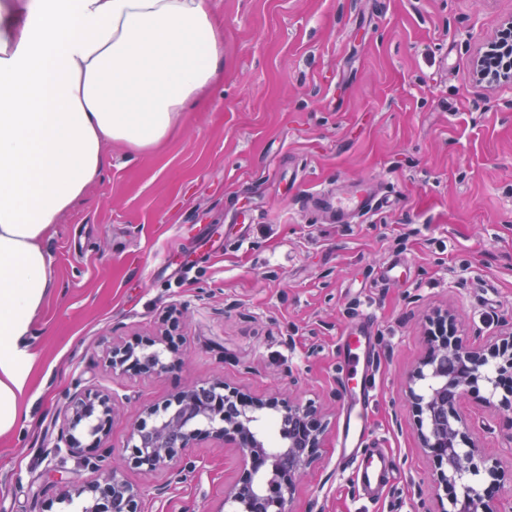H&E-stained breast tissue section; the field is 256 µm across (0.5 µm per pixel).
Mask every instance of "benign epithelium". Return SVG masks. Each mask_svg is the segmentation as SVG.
I'll return each instance as SVG.
<instances>
[{
    "mask_svg": "<svg viewBox=\"0 0 512 512\" xmlns=\"http://www.w3.org/2000/svg\"><path fill=\"white\" fill-rule=\"evenodd\" d=\"M434 340L414 369L410 382L426 381L424 392L410 391L421 432L422 448L433 462L452 512H490L504 479L497 464L483 460L489 486L480 494L457 492L468 473H477L474 450L466 442L458 407L466 394L484 381L497 389L504 377L512 379V330L489 347H465L456 338L455 319L448 313L433 320ZM157 341L114 347L112 369L122 372L161 373L168 368ZM499 359L496 376L483 373L487 355ZM275 410L288 418L290 431L277 447L267 446L256 427L258 413ZM114 409L105 394L89 389L70 397L56 443L49 454L57 460L62 499L78 500L82 512H144L141 494L125 478V469L152 472L177 464L180 453L195 441L220 437L240 450L243 466L237 480L224 488V502L238 512H254L257 498L267 500L266 512H288L292 492L305 470L318 458L323 424L311 404L280 395L266 399L228 391L224 383L193 385L162 408L154 409L130 429L128 445L118 463L86 452L98 448L112 426ZM96 473L92 481L74 486L63 480L67 459Z\"/></svg>",
    "mask_w": 512,
    "mask_h": 512,
    "instance_id": "7a95c632",
    "label": "benign epithelium"
}]
</instances>
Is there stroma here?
Listing matches in <instances>:
<instances>
[{"label": "stroma", "mask_w": 512, "mask_h": 512, "mask_svg": "<svg viewBox=\"0 0 512 512\" xmlns=\"http://www.w3.org/2000/svg\"><path fill=\"white\" fill-rule=\"evenodd\" d=\"M224 79L155 149L110 163L44 242L54 291L35 318L32 419L0 438V512H70L48 477L75 383L114 397L113 456L130 427L194 383L290 392L325 424L290 512H447L408 376L427 321L450 311L463 344L512 326V90L473 58L512 0H211ZM370 182L350 224L309 198ZM394 265V279L381 271ZM180 308L179 363L112 371L113 346ZM372 315L368 443L393 478L362 495L338 448L343 337ZM480 386L458 408L476 458L512 470V411ZM183 470H128L145 512H222L239 449L211 439Z\"/></svg>", "instance_id": "1"}]
</instances>
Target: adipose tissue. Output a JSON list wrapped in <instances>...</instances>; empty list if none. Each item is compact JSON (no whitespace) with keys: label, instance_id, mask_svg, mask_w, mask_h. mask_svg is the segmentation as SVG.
<instances>
[{"label":"adipose tissue","instance_id":"ef3b65f1","mask_svg":"<svg viewBox=\"0 0 512 512\" xmlns=\"http://www.w3.org/2000/svg\"><path fill=\"white\" fill-rule=\"evenodd\" d=\"M223 76L210 0L0 7V437L31 419L27 338L53 291V225L102 173L108 145H159Z\"/></svg>","mask_w":512,"mask_h":512}]
</instances>
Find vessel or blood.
<instances>
[{
    "label": "vessel or blood",
    "mask_w": 512,
    "mask_h": 512,
    "mask_svg": "<svg viewBox=\"0 0 512 512\" xmlns=\"http://www.w3.org/2000/svg\"><path fill=\"white\" fill-rule=\"evenodd\" d=\"M345 200L332 196L315 197L314 211L330 216L334 223H347L351 214L372 208L374 196L368 186L353 185L344 190ZM371 317H364L360 326L347 337L342 352L345 376L351 384L345 387V408L340 433V458L353 469V476L361 492L374 495L388 481L391 462L387 455L375 448L365 447L366 425L363 412L374 398L373 366L365 352L372 341Z\"/></svg>",
    "instance_id": "1"
}]
</instances>
